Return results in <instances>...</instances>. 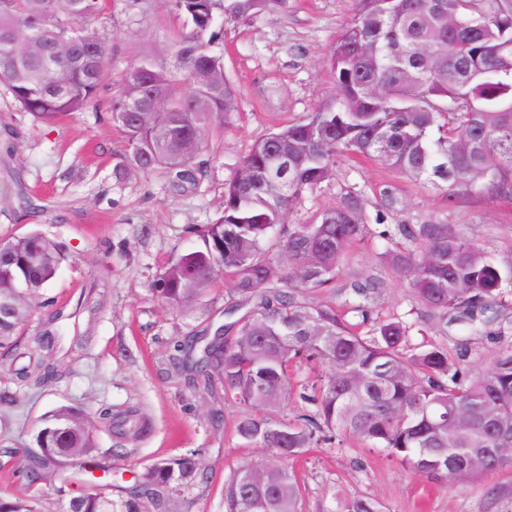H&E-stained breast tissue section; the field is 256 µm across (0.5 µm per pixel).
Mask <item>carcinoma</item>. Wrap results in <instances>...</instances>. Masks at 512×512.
<instances>
[{
  "mask_svg": "<svg viewBox=\"0 0 512 512\" xmlns=\"http://www.w3.org/2000/svg\"><path fill=\"white\" fill-rule=\"evenodd\" d=\"M181 29L165 49L141 55L112 92L110 119L122 142L112 177L117 186L155 174L168 185L197 186L209 133L232 126L236 88L224 78L217 17L282 13L288 0H174ZM98 0H0V85L37 119L81 112L95 101L109 56L106 38L88 24ZM333 100L255 140L224 183V210L198 231L199 244L167 263L155 298L188 318L231 283L224 347L200 345L188 330L169 344L167 361L191 376L193 389L242 408L237 435L275 457L246 465L224 483V512H301V489L285 461L316 445L357 442L432 478L464 482L512 463V345L488 366L461 375L448 344H410L412 331L460 326L469 334L512 335L503 313L512 297V264L502 267L455 224H396L387 253L407 279L416 310L409 321L375 312L385 290L356 275L342 305L314 294L334 283L349 250L371 234L363 196L347 186L306 222L287 215L321 185L336 180L342 157H363L453 201L461 194L512 199V0H355V14L334 45ZM288 171H278L279 154ZM383 189L376 223L398 209ZM65 256L32 233L0 242V379L29 389L58 376L49 357L62 347L57 313L22 336L29 303L53 279ZM357 318L351 322L347 315ZM301 402L280 416L288 397ZM26 456L28 484L55 477L64 512H169L172 496L201 475L195 458L159 460L132 474L116 503L112 465L97 452L93 425L61 407L36 434ZM65 459H84L103 473H84L91 488L72 494L77 476ZM0 512H34L27 497L0 498ZM338 512H383L358 495Z\"/></svg>",
  "mask_w": 512,
  "mask_h": 512,
  "instance_id": "carcinoma-1",
  "label": "carcinoma"
}]
</instances>
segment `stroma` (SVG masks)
Listing matches in <instances>:
<instances>
[{"mask_svg":"<svg viewBox=\"0 0 512 512\" xmlns=\"http://www.w3.org/2000/svg\"><path fill=\"white\" fill-rule=\"evenodd\" d=\"M355 0H288L286 12L224 23V75L240 93L233 127L211 133L204 152L207 176L196 187L175 191L154 175L136 176L124 186L112 178L119 136L109 119L112 88L139 55L162 49L164 34L180 27L172 0H100L95 27L108 40L110 59L98 97L85 111L52 121L20 111L0 86V240L38 232L62 245L66 259L32 306L26 329L40 330L54 311L66 314L67 336L79 341L55 357L59 376L40 389L19 392L13 406H0V494L36 498L37 512H61L51 480L31 485L21 458L35 450L44 417L61 407L91 417L100 452L120 449L116 466L143 470L160 458L195 456L205 482L176 497L171 512H224V482L242 465L268 459L269 449L245 446L234 432L242 409L228 401L221 424H213L208 402L172 376L169 342L186 327L197 331L225 322L224 291H217L196 319L185 320L158 302L153 284L161 268L190 248L196 232L224 207V184L253 142L274 125L316 111L336 94L328 56L354 16ZM398 186L401 211L373 225L336 275L381 277L387 284L377 305L385 313L410 308L405 279L385 260L393 245L383 225L419 224L432 219L459 225L478 246L502 262L512 261V200L478 194L447 202L428 187L395 176L383 165L357 157L340 163L338 183L307 196L288 220H308L335 202L342 186L360 191L368 217L386 184ZM100 293L94 312L71 320L79 295ZM497 336L465 337L448 330V353L461 358L464 374L486 367L503 345ZM468 357H461V346ZM133 413L148 426L142 438L119 439L98 419ZM303 492L302 512H336L358 495L379 500L385 512H499L512 497V465L464 483H442L362 447H314L288 460Z\"/></svg>","mask_w":512,"mask_h":512,"instance_id":"35a3bbf8","label":"stroma"}]
</instances>
